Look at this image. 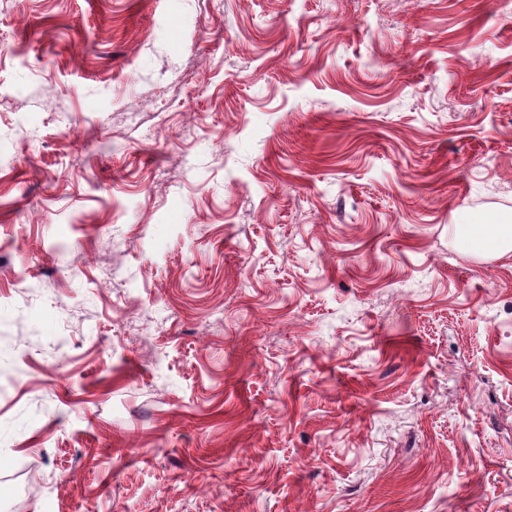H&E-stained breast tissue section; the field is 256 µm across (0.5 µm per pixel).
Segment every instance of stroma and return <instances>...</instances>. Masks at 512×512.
<instances>
[{
  "mask_svg": "<svg viewBox=\"0 0 512 512\" xmlns=\"http://www.w3.org/2000/svg\"><path fill=\"white\" fill-rule=\"evenodd\" d=\"M0 512H512V0H0ZM459 234L477 254L501 257L512 251L511 224H459Z\"/></svg>",
  "mask_w": 512,
  "mask_h": 512,
  "instance_id": "1",
  "label": "stroma"
}]
</instances>
